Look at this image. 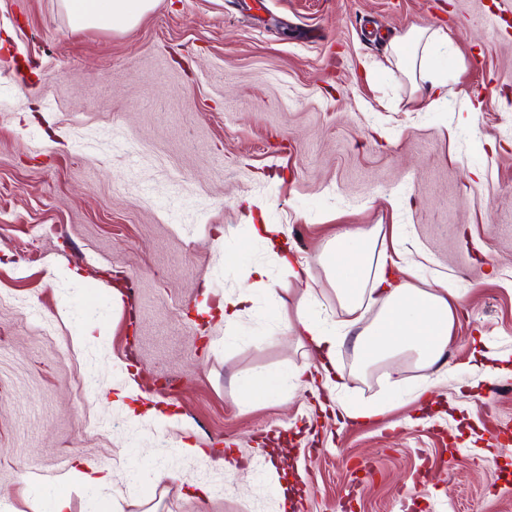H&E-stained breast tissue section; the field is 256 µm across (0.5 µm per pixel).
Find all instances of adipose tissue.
Wrapping results in <instances>:
<instances>
[{
  "mask_svg": "<svg viewBox=\"0 0 512 512\" xmlns=\"http://www.w3.org/2000/svg\"><path fill=\"white\" fill-rule=\"evenodd\" d=\"M62 5L74 30L112 31L134 27L152 0H62ZM447 42L445 33L418 28L393 45L398 62L426 83L435 101L441 99L445 82L431 67L432 53L436 45ZM254 233L278 250L287 276L301 289L296 313L287 319L288 330L307 346V366L323 374L325 386H334L338 379L336 347L344 342L352 344L366 366L411 353L424 367L447 370L448 342L463 295L444 283L432 290L417 286V274L410 266L393 275L395 260L378 245L385 236L383 225L339 230L317 257L346 313L339 325L313 314L316 279L308 265L293 262L280 226L262 224ZM371 303L379 311L366 326L363 310Z\"/></svg>",
  "mask_w": 512,
  "mask_h": 512,
  "instance_id": "ef3b65f1",
  "label": "adipose tissue"
}]
</instances>
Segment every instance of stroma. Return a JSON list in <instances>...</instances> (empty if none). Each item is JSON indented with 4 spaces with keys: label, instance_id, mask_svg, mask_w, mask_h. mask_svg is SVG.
<instances>
[{
    "label": "stroma",
    "instance_id": "1",
    "mask_svg": "<svg viewBox=\"0 0 512 512\" xmlns=\"http://www.w3.org/2000/svg\"><path fill=\"white\" fill-rule=\"evenodd\" d=\"M414 28L448 33L435 105L392 57ZM255 223L281 225L336 322L318 254L393 228L423 288L464 292L454 373L400 356L394 396L346 343L337 400L383 414L322 409L317 380L249 396L240 377L307 361L269 311L300 291ZM244 291L225 323L218 301ZM488 350L512 360V0H156L123 32L0 0V512H50L89 465L113 481L64 489L71 512H512V373ZM130 378L176 427L132 419Z\"/></svg>",
    "mask_w": 512,
    "mask_h": 512
}]
</instances>
